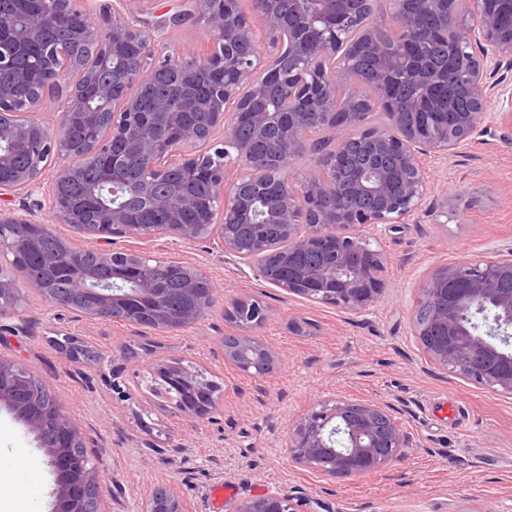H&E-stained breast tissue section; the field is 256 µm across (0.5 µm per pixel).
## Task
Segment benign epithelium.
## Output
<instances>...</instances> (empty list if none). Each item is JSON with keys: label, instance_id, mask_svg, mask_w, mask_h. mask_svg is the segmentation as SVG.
<instances>
[{"label": "benign epithelium", "instance_id": "obj_1", "mask_svg": "<svg viewBox=\"0 0 512 512\" xmlns=\"http://www.w3.org/2000/svg\"><path fill=\"white\" fill-rule=\"evenodd\" d=\"M189 9L168 20H159L149 28L133 13L103 12L100 19L87 16L79 0H37L38 7L23 15L0 10V71L10 67L14 51L43 48L48 55L65 54L61 48L44 44L42 33L68 23L76 15L82 23L75 26L73 38L83 44H93L99 59L120 58L128 45L140 47V70L124 76L115 84L110 80L95 82L94 70L79 74L75 81H66L68 71L45 70L39 76L40 88L23 109L7 111L11 91L0 84V169L13 163L8 145L22 136H35L42 149L59 161L76 157V149L61 151V138L67 136L69 117L85 112L97 113L90 102L98 101L112 106V124L103 137L86 146L91 154L111 158L112 171L106 172L102 184L123 187L119 181L118 164L129 150L143 158L146 168L161 172L174 163L191 166L197 159L198 146L216 148L225 153L224 166L210 173V190L221 202L224 213L234 222L244 224H278L285 238L282 259L291 252H303L319 245L336 244L335 260L319 270H293L283 280L266 271L260 245L252 253H243L234 236L220 233L224 251L255 262L264 279L309 300L329 299L335 306L350 312L370 310L381 298L388 282L382 275L384 259L379 250L371 247L369 239L356 231L366 224H396L415 212L428 194V182L418 160V154L432 151L440 155L460 148L475 135L491 131L483 103L497 84L490 81L501 58H512V31L499 30L490 8L493 0H450L446 12V26L465 43H479L483 56L475 70L468 73L470 96L475 107L458 114V125L464 135L448 138V116L440 113L445 136L427 138L421 127L400 125L394 117L398 102L388 76L396 69L407 71L432 88L438 80L429 75L425 61L413 51L404 50L398 66L389 65L371 85L365 86L351 76L344 64V51L350 43L336 42V29L344 18L336 12V0H316V7L308 9L307 0H296L298 8L293 21L288 22L269 9L259 17L261 27L272 37L267 50L254 43L253 17L235 7L229 0H187ZM185 19L204 23L208 42L213 49L205 55L177 56L165 51L162 45L165 29ZM379 25H388L402 35L412 27V18L397 6L383 20H365L354 32L358 39L377 44L374 31ZM249 45L243 54L236 46ZM288 53L299 58L300 64L288 77L287 97L275 105L266 100L270 85L282 82L275 65L264 64L267 58ZM182 64V76L195 77L202 69L217 81L218 90L205 102L212 116L206 139H201L198 126L189 122L185 114L171 108L167 98L155 100L154 112L164 125L159 127L150 119H141L137 112L135 90L146 86L150 74L160 65ZM350 86L344 119L336 120V112H328L326 132L341 153L345 142L354 137L352 129L358 118L356 109L367 99L376 100L388 116L382 129L369 128L362 146L367 163L351 185L352 194L371 197L379 206L372 212L354 207L351 198H339L340 210L320 208L321 198L337 193L336 181L320 165L295 184L288 179V169L307 142V130L302 126L293 106L299 102L324 104L342 85ZM52 110L60 113L57 128L45 125L35 114ZM244 121L257 130L275 126L283 129L279 141V165L265 168L253 160L247 145L237 136ZM168 142L161 153L159 143ZM398 150L406 167L414 170L413 178L404 181L400 191L394 190V174L387 164L386 152ZM42 170L28 166L19 168L7 183H0V197L22 191L30 196L44 190L49 208L61 224H76L79 214L76 205L64 201L59 194V180L46 187L41 183ZM136 194L148 197L154 206L167 216V223L138 228L129 224L125 211L106 204L98 206L96 223L112 229V234H129L143 238L173 237L192 242L201 237L205 225L186 220L196 203L187 192L162 196L152 195V181L145 179L134 187ZM41 204L28 205L18 211L0 206V224H24L31 233L24 241L30 250L41 247L39 230L43 227L36 212ZM109 233L96 239V250L109 261L122 252L111 248ZM512 278V258L476 260L466 264H450L423 283L417 307H426L428 317L422 321L414 317L415 336L436 364L448 372L464 377L496 392L512 395V289L499 286V280ZM131 291L102 285L100 280L75 279L78 292L93 293L96 303L88 311L93 318H105L113 306L134 299L149 304V315L161 329L170 323L171 313L164 306L161 292L154 283L120 275ZM26 287L40 295V284L26 270L18 268L11 275H0V297L11 298L0 304V315L15 312L21 305ZM211 303L201 301L183 312L178 319L192 324L202 319ZM474 355L466 368L459 363L460 350ZM0 406L7 407L35 434L39 435L46 420L29 413L10 392L0 389ZM401 409L393 404L346 399L325 400L314 406L301 418L288 440V455L304 469L333 478H356L371 474L389 464L400 463L407 456L406 433L400 423ZM60 434L70 442L81 438L78 425L62 409L56 412ZM55 474L54 495L69 496L82 503L88 496V482L95 480L97 464L92 458L81 459L83 482L71 484V461L56 448H43ZM301 501L281 493H267L244 502L239 512H301Z\"/></svg>", "mask_w": 512, "mask_h": 512}]
</instances>
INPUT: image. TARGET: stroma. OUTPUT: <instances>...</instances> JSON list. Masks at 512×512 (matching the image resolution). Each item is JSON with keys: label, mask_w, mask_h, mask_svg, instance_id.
I'll return each instance as SVG.
<instances>
[{"label": "stroma", "mask_w": 512, "mask_h": 512, "mask_svg": "<svg viewBox=\"0 0 512 512\" xmlns=\"http://www.w3.org/2000/svg\"><path fill=\"white\" fill-rule=\"evenodd\" d=\"M430 192L406 223L367 229L386 258L389 286L369 311L354 314L288 294L252 264L225 253L217 236L185 243L114 236V248L192 264L217 286L215 305L174 332L141 331L58 307L35 293L0 316V359L25 364L49 384L81 428L98 462L103 512H144L158 489L185 512H214V488H229L221 512L279 492L306 512H512V396L434 364L413 334L419 288L437 269L512 255V130L477 136L445 158L428 157ZM265 310L257 326L230 322L233 301ZM103 353L74 363L60 334ZM255 337L276 357L269 373L240 370L224 357L227 336ZM144 338L151 355L123 356ZM180 358L224 385L220 406L197 418L146 389L155 363ZM392 403L406 410L407 458L352 479L299 468L286 452L297 420L320 400ZM0 512H52L54 478L35 435L0 407Z\"/></svg>", "instance_id": "1"}]
</instances>
